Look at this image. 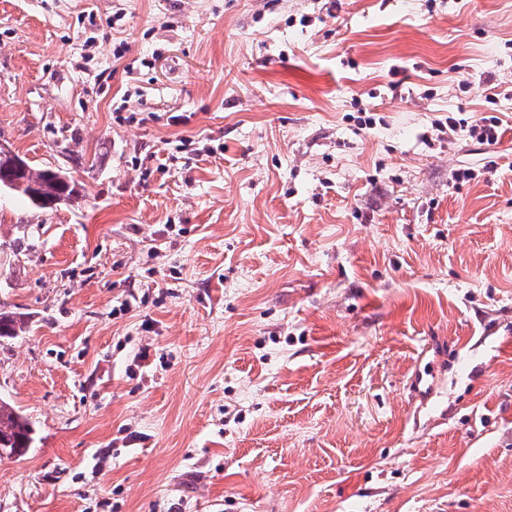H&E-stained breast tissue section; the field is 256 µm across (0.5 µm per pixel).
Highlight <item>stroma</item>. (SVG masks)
Returning <instances> with one entry per match:
<instances>
[{"label": "stroma", "instance_id": "35a3bbf8", "mask_svg": "<svg viewBox=\"0 0 512 512\" xmlns=\"http://www.w3.org/2000/svg\"><path fill=\"white\" fill-rule=\"evenodd\" d=\"M0 143V512H512V0H0ZM27 169L21 178L24 179V186L16 188L13 194L21 197L31 206L39 209L53 207V203L60 199H69L76 202L84 197L82 189L70 176L66 180H59L55 175L59 168H35L26 159ZM64 203V199L58 200ZM30 422L18 408L0 398V457L3 450L7 457L25 453L34 441Z\"/></svg>", "mask_w": 512, "mask_h": 512}]
</instances>
